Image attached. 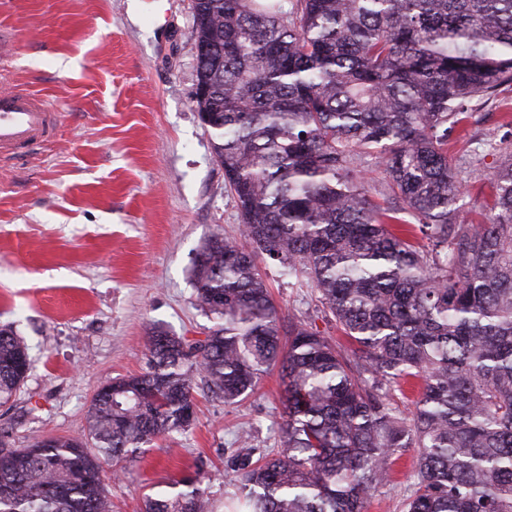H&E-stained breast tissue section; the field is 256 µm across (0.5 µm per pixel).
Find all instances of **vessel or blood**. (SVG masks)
Returning a JSON list of instances; mask_svg holds the SVG:
<instances>
[{
	"label": "vessel or blood",
	"mask_w": 512,
	"mask_h": 512,
	"mask_svg": "<svg viewBox=\"0 0 512 512\" xmlns=\"http://www.w3.org/2000/svg\"><path fill=\"white\" fill-rule=\"evenodd\" d=\"M55 115L44 99L25 90L0 92V155L17 159L46 140Z\"/></svg>",
	"instance_id": "1"
}]
</instances>
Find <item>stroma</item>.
<instances>
[{
    "label": "stroma",
    "mask_w": 512,
    "mask_h": 512,
    "mask_svg": "<svg viewBox=\"0 0 512 512\" xmlns=\"http://www.w3.org/2000/svg\"><path fill=\"white\" fill-rule=\"evenodd\" d=\"M193 0H0V29L15 46L0 55V88L42 96L53 136L25 160L0 163V326L16 327L31 369L0 404V438L14 448L37 437H79L91 400L115 378L146 371L155 325L195 341L211 325L196 305L192 261L213 233L236 236L237 208L195 109ZM476 136L449 152L472 172L456 214L467 224L489 200V177L512 152V89L484 107ZM284 314L315 322L333 343L311 285L269 270ZM198 418L184 434L146 446L120 478L105 474L115 512H139L150 488L203 470L214 512H224L225 471L247 432L254 448L278 439L283 386L263 375L228 405L193 378ZM413 454L364 512H405Z\"/></svg>",
    "instance_id": "obj_1"
}]
</instances>
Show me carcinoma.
<instances>
[{"instance_id": "obj_1", "label": "carcinoma", "mask_w": 512, "mask_h": 512, "mask_svg": "<svg viewBox=\"0 0 512 512\" xmlns=\"http://www.w3.org/2000/svg\"><path fill=\"white\" fill-rule=\"evenodd\" d=\"M191 36L241 221L193 260L213 326L192 344L152 327L148 371L97 391L86 437L1 445L0 512H112L104 468L191 428L194 373L237 404L272 368L280 448L255 458L245 439L226 475L248 512H363L409 450L405 512H512V155L475 224L456 222L470 172L448 156L473 106L512 87V0H193ZM269 263L315 288L350 352L283 316ZM30 365L1 327V400ZM412 380L407 424L388 392ZM143 512H209L200 473Z\"/></svg>"}]
</instances>
